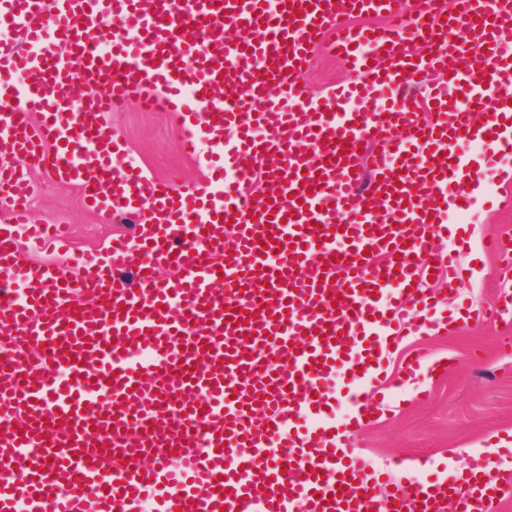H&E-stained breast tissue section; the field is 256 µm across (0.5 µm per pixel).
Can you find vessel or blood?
Listing matches in <instances>:
<instances>
[{
	"label": "vessel or blood",
	"mask_w": 512,
	"mask_h": 512,
	"mask_svg": "<svg viewBox=\"0 0 512 512\" xmlns=\"http://www.w3.org/2000/svg\"><path fill=\"white\" fill-rule=\"evenodd\" d=\"M0 28V512H494L490 459L393 483L344 435L388 347L452 324L423 283L458 279L448 219L512 157V7L0 0ZM323 44L357 78L313 97ZM134 101L204 181L130 162L105 118ZM35 166L132 232L29 259Z\"/></svg>",
	"instance_id": "1"
}]
</instances>
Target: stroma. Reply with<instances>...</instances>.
Masks as SVG:
<instances>
[{"instance_id":"stroma-1","label":"stroma","mask_w":512,"mask_h":512,"mask_svg":"<svg viewBox=\"0 0 512 512\" xmlns=\"http://www.w3.org/2000/svg\"><path fill=\"white\" fill-rule=\"evenodd\" d=\"M352 78L344 62L322 52L306 84L310 93L322 94ZM108 122L113 137L148 175H175L183 186L205 176V167L179 149L175 115L131 105L112 113ZM29 190L36 217L66 226L69 236L62 250L53 245L29 248L33 260L61 261L69 251H102L114 234L132 227L129 219H108L88 209L78 188L55 184L44 169H34ZM477 199L468 227L461 230L466 273L444 296L445 307L468 312V320L456 332L441 329L404 337L390 356L386 380L373 395L378 420L348 436L352 447L396 478L422 460L430 470L456 474L469 457L512 433V325L481 316L483 309L512 293V281L498 275L506 256L483 248L489 235L512 241V179L484 183ZM418 352L430 362L447 359V374L432 377L423 371L399 385L405 360Z\"/></svg>"}]
</instances>
